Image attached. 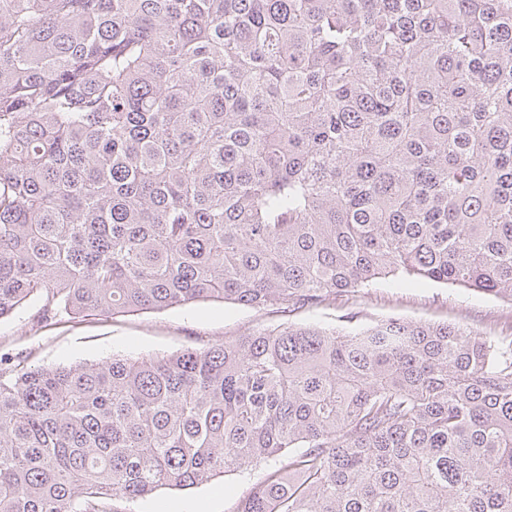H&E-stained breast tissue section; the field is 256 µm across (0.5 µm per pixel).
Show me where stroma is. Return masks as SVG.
I'll use <instances>...</instances> for the list:
<instances>
[{
	"mask_svg": "<svg viewBox=\"0 0 512 512\" xmlns=\"http://www.w3.org/2000/svg\"><path fill=\"white\" fill-rule=\"evenodd\" d=\"M39 306V300H32L11 317L0 320V357L33 367L99 361L115 354L130 357L172 354L285 323L333 328L344 325L349 318L364 326L393 317L455 323L486 336L512 334V300L424 281L340 296L331 304L301 309L288 316L228 302L200 301L113 318L73 319L62 314L50 323L41 324L34 318ZM264 473V467L260 466L185 490H162L136 500L131 509L132 512H235L239 501Z\"/></svg>",
	"mask_w": 512,
	"mask_h": 512,
	"instance_id": "35a3bbf8",
	"label": "stroma"
}]
</instances>
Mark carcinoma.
Masks as SVG:
<instances>
[{
    "label": "carcinoma",
    "mask_w": 512,
    "mask_h": 512,
    "mask_svg": "<svg viewBox=\"0 0 512 512\" xmlns=\"http://www.w3.org/2000/svg\"><path fill=\"white\" fill-rule=\"evenodd\" d=\"M409 280L512 299V0H0V320ZM276 456L237 512H512V337L391 318L0 360V512Z\"/></svg>",
    "instance_id": "obj_1"
}]
</instances>
